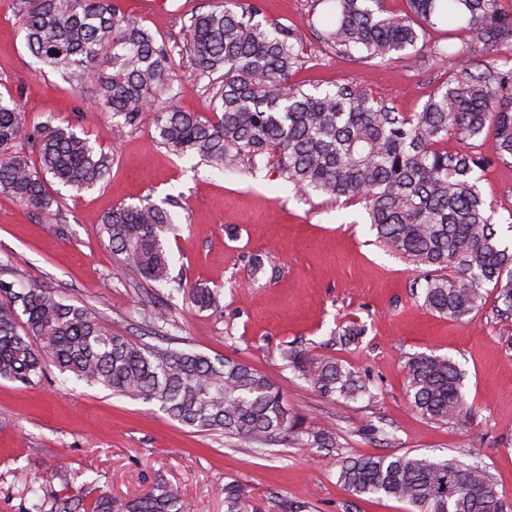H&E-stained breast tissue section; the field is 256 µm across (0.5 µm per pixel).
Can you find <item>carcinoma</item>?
I'll return each instance as SVG.
<instances>
[{"instance_id": "cac0c4a2", "label": "carcinoma", "mask_w": 512, "mask_h": 512, "mask_svg": "<svg viewBox=\"0 0 512 512\" xmlns=\"http://www.w3.org/2000/svg\"><path fill=\"white\" fill-rule=\"evenodd\" d=\"M330 4L326 33L336 52L366 61L409 59L427 29L447 23L473 36L464 65L407 114L352 84L305 91L291 82L300 64L298 33L254 21L238 0H217L191 16L189 38L174 50L160 43L116 0H15L26 47L79 92L92 86L101 108L121 121L117 133L154 115L169 151L195 154L218 171L276 159L295 189L329 200L364 204L378 242L425 272V306L462 320L493 285L499 312L512 315V252L502 245L479 191L478 172L496 160L512 163V0H317ZM207 81L213 116L173 104L174 56ZM111 69L98 72L100 63ZM457 148H448V141ZM488 151H483V147ZM111 158L69 128L29 123L13 97L0 95V192L46 214L55 182L79 192L106 179ZM168 210L145 201L112 209L100 226L119 265L183 295L200 310L221 307L219 290L171 275L165 234ZM352 324L333 341L356 346ZM146 403L198 432H216L268 446L298 433L280 387L252 365L169 345L139 344L112 333L85 306L66 302L40 284L26 288L0 277V379L37 385L48 367ZM292 367L326 397H373L368 383L337 359L296 353ZM413 409L450 426L473 414L463 373L445 356L418 354L406 366ZM307 445L335 448L329 432ZM329 466L356 498H392L410 512H512L478 462L425 455L354 457L338 451ZM51 481L30 488L27 512H46ZM224 512H244L239 484L223 488ZM276 512H306L302 501L272 496ZM54 512H190L178 489L157 480L144 495L91 502L54 500Z\"/></svg>"}]
</instances>
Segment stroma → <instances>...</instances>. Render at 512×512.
Instances as JSON below:
<instances>
[{
  "instance_id": "35a3bbf8",
  "label": "stroma",
  "mask_w": 512,
  "mask_h": 512,
  "mask_svg": "<svg viewBox=\"0 0 512 512\" xmlns=\"http://www.w3.org/2000/svg\"><path fill=\"white\" fill-rule=\"evenodd\" d=\"M211 0H117L157 40L177 46L192 11ZM260 21L295 29L302 58L292 80L304 89L353 83L401 112L419 111L473 43L464 31H429L414 61L359 62L327 42L326 12L315 0H256ZM452 56H431L433 44ZM176 105L210 116L213 109L191 68L174 71ZM0 93L13 96L33 123L71 128L112 158L109 176L81 192L53 190L59 208L47 215L0 193V269L18 287L56 290L93 309L113 332L136 342L168 343L212 357L244 360L271 377L304 431L334 433L354 456L413 453L486 466L497 491L512 501V317L499 315L485 288L481 307L456 320L424 305V274L376 243L362 205L296 191L276 161L258 170L217 172L159 142L151 113L115 138L112 119L94 95L80 94L42 68L23 44L14 0H0ZM479 190L495 228L512 248V166L492 163ZM152 198L176 227L169 237L175 274L221 292L219 310L198 311L180 294L121 269L99 226L113 207ZM261 270H254L255 259ZM171 323L155 333L158 304ZM357 323V347L333 345L339 327ZM333 357L365 376L373 398L320 395L288 365L291 350ZM451 357L465 372L463 393L474 414L462 427L425 419L410 405L406 365L417 353ZM24 468L27 482L15 477ZM54 475V494L125 499L157 479L178 488L193 512H224V484L245 490V512H273L270 492L308 502L311 512H407L393 499H355L336 483L319 448L295 438L256 450L220 434L201 433L152 403L112 394L50 370L39 385L0 380V512H24L29 485Z\"/></svg>"
}]
</instances>
